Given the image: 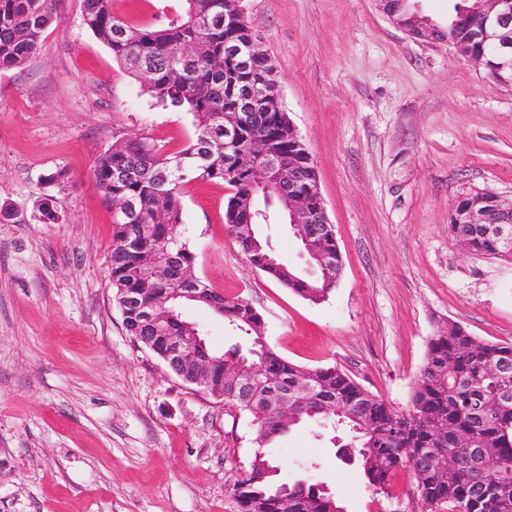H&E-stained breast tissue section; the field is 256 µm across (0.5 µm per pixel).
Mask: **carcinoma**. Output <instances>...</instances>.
<instances>
[{
	"mask_svg": "<svg viewBox=\"0 0 512 512\" xmlns=\"http://www.w3.org/2000/svg\"><path fill=\"white\" fill-rule=\"evenodd\" d=\"M57 0H0V68H20L41 46L43 33L59 22ZM182 14L162 26H132L112 12V0H82L83 24L112 51L117 61L157 102L189 112L195 137L181 150L168 154L146 137L117 140L100 154L93 177L102 198L129 200L137 211L152 218L154 228L145 237L127 220L113 219L110 287L116 304L124 291L138 288L152 299L187 285L207 284L194 273L195 255L182 237V189L191 180L227 185L232 195L225 223L249 263L311 302L326 299L336 276L309 278L277 261L261 226L288 220L275 190L254 197L251 210L239 208L237 198L249 191L252 171L239 165L230 173L224 158V111L240 102L243 91L264 98L254 123L272 134L271 150L284 160L298 162V187L317 204L316 175L302 142L288 138L290 120L284 112L275 79L276 66L263 49L251 43L240 0H185ZM473 0H458L448 16L455 23L450 36L469 44L471 51L497 62L495 45L485 40L471 9ZM232 37L245 51L224 58V39ZM453 238L481 255H498L495 238L473 224H449ZM307 252L336 258V239L325 224L294 228ZM195 299L179 298L178 307L194 304L220 313L246 336L247 352L234 345L223 352L209 351L208 393L224 400L251 419L252 444L258 448L249 468L233 483L242 512H346L339 498L318 483L307 493L283 497L276 480L279 466L264 449L285 434L276 420L279 402L295 409L296 424H328L341 431L332 437L343 460L357 464L369 486L389 495L391 479L410 470L426 512H512V404L502 419L486 422L474 412L502 392L512 393V342H486L463 326L450 323L431 337L425 362L414 383L409 404L399 410L371 394L336 366L314 369L299 366L273 349L255 356L264 335V319L241 297L211 292ZM176 336H192L199 327L183 318L159 313ZM238 360L257 380L246 393L226 377L227 363ZM340 399L342 412L327 413L325 404ZM486 449L474 457L472 450Z\"/></svg>",
	"mask_w": 512,
	"mask_h": 512,
	"instance_id": "1",
	"label": "carcinoma"
}]
</instances>
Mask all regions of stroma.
<instances>
[{
    "instance_id": "35a3bbf8",
    "label": "stroma",
    "mask_w": 512,
    "mask_h": 512,
    "mask_svg": "<svg viewBox=\"0 0 512 512\" xmlns=\"http://www.w3.org/2000/svg\"><path fill=\"white\" fill-rule=\"evenodd\" d=\"M277 67L282 106L314 161L342 272L313 303L249 264L224 224L227 185L183 188L195 274L249 300L268 345L307 368L337 366L405 408L437 326L512 342V258L448 232L458 198L512 195V81L445 43L410 37L377 0H243ZM20 68L0 69V512H240L254 457L248 416L182 383L127 334L109 285L112 209L98 155L146 137L175 152L185 111L145 94L82 22L81 0ZM133 25L184 0H112ZM52 196L59 221L36 210ZM185 317L217 351L247 340L210 310ZM279 478L327 485L347 512H424L410 471L376 494L310 423L267 450Z\"/></svg>"
}]
</instances>
